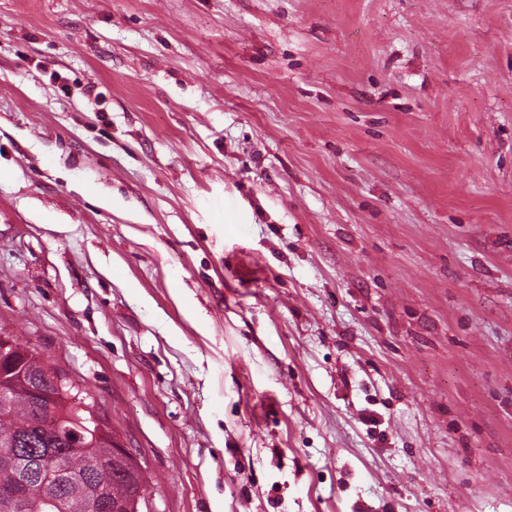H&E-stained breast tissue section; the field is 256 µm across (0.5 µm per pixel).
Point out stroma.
<instances>
[{
    "label": "stroma",
    "mask_w": 512,
    "mask_h": 512,
    "mask_svg": "<svg viewBox=\"0 0 512 512\" xmlns=\"http://www.w3.org/2000/svg\"><path fill=\"white\" fill-rule=\"evenodd\" d=\"M0 327L142 512H512V0H0Z\"/></svg>",
    "instance_id": "35a3bbf8"
}]
</instances>
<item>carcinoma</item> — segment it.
<instances>
[{
  "mask_svg": "<svg viewBox=\"0 0 512 512\" xmlns=\"http://www.w3.org/2000/svg\"><path fill=\"white\" fill-rule=\"evenodd\" d=\"M43 387L48 399L39 403L32 390ZM8 391L11 405L0 410V444L8 440L23 456H64L70 458L73 471L83 472L85 453L69 447L72 431L86 424L90 430L85 441L92 453L103 459L92 474V484L109 492L118 512H141L145 503L143 468L136 458L117 452L107 417L91 420L95 406L88 403L90 393L54 367L40 353L20 342L16 336L0 331V389ZM33 508L30 512H59L57 507L40 499V488L29 489ZM65 512H93L92 499L79 482L64 485Z\"/></svg>",
  "mask_w": 512,
  "mask_h": 512,
  "instance_id": "carcinoma-1",
  "label": "carcinoma"
}]
</instances>
